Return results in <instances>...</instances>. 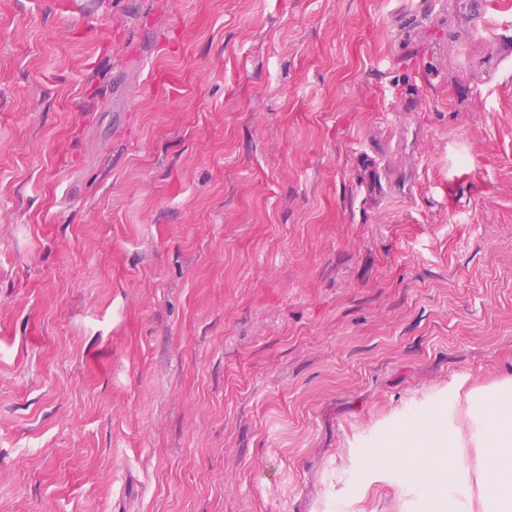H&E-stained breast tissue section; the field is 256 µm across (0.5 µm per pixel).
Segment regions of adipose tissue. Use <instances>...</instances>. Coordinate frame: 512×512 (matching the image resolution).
I'll use <instances>...</instances> for the list:
<instances>
[{
	"instance_id": "1",
	"label": "adipose tissue",
	"mask_w": 512,
	"mask_h": 512,
	"mask_svg": "<svg viewBox=\"0 0 512 512\" xmlns=\"http://www.w3.org/2000/svg\"><path fill=\"white\" fill-rule=\"evenodd\" d=\"M467 401V427L455 421L453 405ZM449 410L424 413L414 425L398 428L392 445L360 449L363 467L387 469L397 455L409 458L407 481L420 487L424 512H512V379L485 388L448 385ZM483 452L473 463L471 449Z\"/></svg>"
}]
</instances>
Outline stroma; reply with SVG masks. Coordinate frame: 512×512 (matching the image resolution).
<instances>
[{
    "label": "stroma",
    "mask_w": 512,
    "mask_h": 512,
    "mask_svg": "<svg viewBox=\"0 0 512 512\" xmlns=\"http://www.w3.org/2000/svg\"><path fill=\"white\" fill-rule=\"evenodd\" d=\"M445 2L0 0V512H422L355 449L512 377V0ZM497 2L494 0H465L463 2L464 14L469 23V35L479 39L484 25L496 10Z\"/></svg>",
    "instance_id": "stroma-1"
}]
</instances>
